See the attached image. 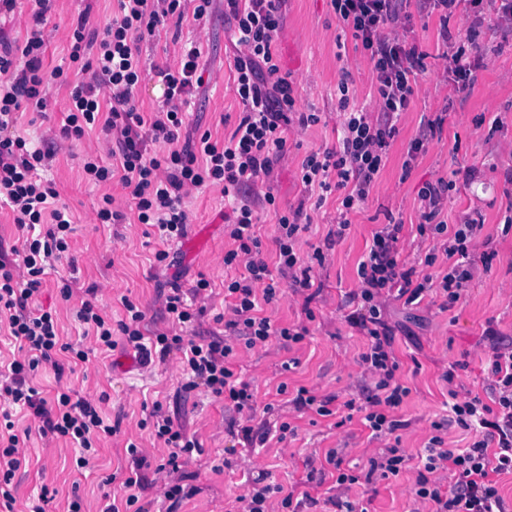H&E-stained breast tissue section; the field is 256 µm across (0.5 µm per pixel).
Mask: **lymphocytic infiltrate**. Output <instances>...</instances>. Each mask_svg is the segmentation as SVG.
<instances>
[{
	"instance_id": "1",
	"label": "lymphocytic infiltrate",
	"mask_w": 512,
	"mask_h": 512,
	"mask_svg": "<svg viewBox=\"0 0 512 512\" xmlns=\"http://www.w3.org/2000/svg\"><path fill=\"white\" fill-rule=\"evenodd\" d=\"M31 22L22 40L0 36V204L7 205L21 239L20 263L0 255V327L19 343L21 357L13 359L6 378L0 379V512H15L16 473L23 436L15 430L13 413L28 412L42 435L72 443L76 468L89 467L102 439L116 435L119 425L107 422L92 396L73 398L63 383L65 364L86 363L92 350H111L114 333H121L140 363L166 360L179 352L186 392L204 389L223 399L236 414L230 425L245 447L265 443L268 425L238 422L237 416L251 409L253 394L236 364L238 346L248 348L277 339L289 347L309 333L302 324L273 325L258 316L260 302H272L280 293L282 278L296 289L312 288V262H324L322 248H314L312 262H305L296 243L311 222L303 207L277 215L278 265L270 267L261 255L262 242L254 228L259 222L257 205L275 206L266 191L275 160L286 153L289 131L304 133L319 122L315 112L295 113L296 85L281 70L276 41L282 27L284 0H224L234 41V92L242 106L239 122L225 142L212 141L210 133L186 139L182 129L193 101L204 86L200 65L202 43L192 38L177 62L146 68L140 42L155 36L169 21L185 16L203 20L214 0H117L118 9L102 31H89L86 16L73 22L69 58L80 63L82 76L69 84L66 116L58 133L36 143L16 132L20 112L44 113L50 104V87L63 79V69L44 68L49 43L48 15L54 0H33ZM404 0H330L339 22L360 43L375 76L376 112L356 108L348 80H340L338 107L340 136L334 148L308 154L299 168L307 192L341 191V212L336 236L345 235L350 215L368 199L386 165L389 148L398 133L396 122L407 111L415 94L416 76L425 54L409 41L402 29L410 18L403 12ZM158 77L163 98L152 120H145L137 91L147 74ZM100 131L104 153L81 157L82 175L94 185L118 182L127 189L129 210L113 206L103 196L95 211L99 224H123L128 217L150 226L164 244L154 258L165 263V246L186 235L185 203L202 188L218 186L224 192V216L233 249L224 254L225 266L244 265L242 279L225 282L228 298L224 335L197 334L201 309L195 302L211 287L198 278L184 289L173 285L162 294L163 314L170 328L148 337L143 333L145 314L130 300H123L124 316L112 320L90 300L77 308V320L87 325L93 348L62 342L58 317L49 310H33L52 260L71 248L72 214L58 201L59 194L44 177L62 144L81 141L89 132ZM111 163H104V156ZM444 180L426 184L419 192L424 222L420 236L443 238L450 260L439 286L443 307H453L473 277L470 256L479 245L481 223L468 220L447 224L443 219ZM401 224L390 223L375 231L372 243L358 264L359 288L352 298L347 323L366 336L367 349L360 363L369 379L359 399L348 400L347 409L360 413L373 438L385 440L381 452L367 467L348 466L345 451H328L326 461L336 471L337 493L329 499L336 512H368L347 497L352 485L376 483L398 476L410 461L390 438L405 423L399 410L410 394L396 378L392 328L382 317L383 297L390 291L415 302L431 290L430 276H417L414 268L399 260ZM66 361H59V353ZM50 366L60 384L52 398L42 397L31 386L30 373ZM489 390L492 403L472 392L453 389L454 370H446L453 400L446 418L432 422V435L420 454L422 470L412 488L415 501L430 505L431 512H512L496 477L512 473V342H492L489 357ZM471 434L464 448H450L442 436L448 427ZM152 434L167 454L157 474L163 475L162 497L166 512H180L182 504L199 492L188 484L184 468L199 452L196 436L175 426L162 409L152 413ZM449 484H442V475Z\"/></svg>"
}]
</instances>
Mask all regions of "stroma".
<instances>
[{
	"label": "stroma",
	"mask_w": 512,
	"mask_h": 512,
	"mask_svg": "<svg viewBox=\"0 0 512 512\" xmlns=\"http://www.w3.org/2000/svg\"><path fill=\"white\" fill-rule=\"evenodd\" d=\"M116 7V0H56L48 25L46 70L69 67V32L79 14H87L89 29L99 30ZM404 10L411 17L407 36L426 55L416 79L415 98L401 116L399 133L368 200L351 214L345 236L330 244L326 237L336 223L341 195L332 193L322 207H315L298 179V170L306 155L336 144V89L342 72L350 74L349 88L356 104L370 112L376 109L374 75L362 47L343 33L329 0H285L282 6L276 48L283 71L298 88L295 109L319 113L321 120L303 135H289L288 150L275 164L269 186L277 209L300 203L310 209L312 222L297 248L304 256L313 247H322L325 261L313 268L315 290L294 291L290 279H283L277 300L262 310L278 326L307 323L309 334L303 343L289 350L273 339L251 349L242 347L237 363L254 393L255 421L288 422L295 426V434L281 442L269 440L260 448L238 447L228 431L223 401L200 390L184 391L179 353L163 362L125 369L120 360L128 351L120 343L77 366L70 376L78 395L102 396L101 411L108 420H120V434L104 439L93 466L80 471L73 465L69 442L45 438L34 430L32 418L20 419V426L30 427L31 433L15 477L17 512H24L31 493L44 484L58 490L47 512H66L75 492L87 512H102L109 496L124 500L127 443L135 442L149 464H158L162 456L150 430L140 426L157 403L175 423L195 433L202 445L201 455L187 468L199 492L183 504V512H228L235 496L242 493L246 477L259 471L265 472L268 483L285 487L295 483L312 497L327 498L334 484L332 475L307 481V460H324L329 449L344 446L351 463L363 465L384 443L370 438L359 420H347L343 407L336 415L320 417L296 412L291 400L302 386L322 396L338 397L342 403L358 396L363 380L359 357L366 339L346 323L345 315L348 297L359 287L357 266L380 225L401 223L400 260L406 266L415 267L421 275L440 276L447 271L448 260L440 252L439 240L420 237L417 231L422 222L418 191L423 183L440 178L449 184L444 208L449 223H459L466 216L481 220L488 243L472 255L473 278L453 308L440 310L441 298L433 292L417 306L393 296L386 299L385 319L393 329L399 362L396 375L410 389L400 410L408 423L399 432L401 448L407 455H418L430 436L431 422L448 412L449 386L484 393L491 354L487 331L492 328L499 336L512 337V233L501 232L512 210V182L507 179L512 173V26L462 7L443 23L438 14L421 12L418 0H406ZM444 26L453 33L470 31L475 38L480 63L469 86L458 87L445 77L439 35ZM228 27L224 2L216 0L202 61L208 69L223 72L224 79L206 89L201 110L187 119L189 129L210 131L217 141L231 135L241 110L233 91L235 48ZM192 35L190 24L179 29L167 26L141 43L142 56L153 64L175 63L183 40ZM68 93L66 84L54 83L46 116L24 113L23 131L36 139L57 131ZM436 118L443 121L440 132L411 169L403 170L410 140L424 120ZM100 148L97 133H90L65 147L47 173L75 217V232L69 254L55 261L33 308L57 313L64 342L84 343L83 328L75 317L82 297L77 294L66 300L59 293L62 281H74L81 290L94 289L95 301L112 319L122 318V299L140 306L146 314L144 328L151 333L168 327L161 310V289L175 283L188 288L203 276L212 291L198 302L204 310L200 330L223 333L219 318L225 310L224 282L244 274L243 267L224 264V254L233 242L224 230L223 192L206 187L186 203L188 237H195L202 226L210 228L206 249L196 254L181 246H163L156 237L146 236L142 224L96 223L95 209L103 195H111L117 207L124 209L129 204L121 185L94 187L83 180L80 156ZM162 248L170 252L166 267L154 261L155 251ZM429 254L436 257L430 266L424 263ZM453 364L458 370L449 384L442 374ZM418 471V464H411L398 480L356 484L348 496L366 504L369 512H418L420 505L411 494Z\"/></svg>",
	"instance_id": "stroma-1"
}]
</instances>
